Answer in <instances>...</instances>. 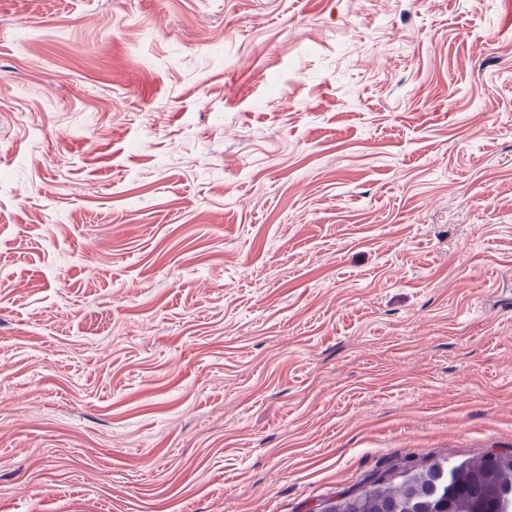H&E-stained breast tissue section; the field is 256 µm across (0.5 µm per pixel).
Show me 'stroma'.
I'll use <instances>...</instances> for the list:
<instances>
[{"label":"stroma","instance_id":"1","mask_svg":"<svg viewBox=\"0 0 512 512\" xmlns=\"http://www.w3.org/2000/svg\"><path fill=\"white\" fill-rule=\"evenodd\" d=\"M508 448L512 0H0V512Z\"/></svg>","mask_w":512,"mask_h":512}]
</instances>
